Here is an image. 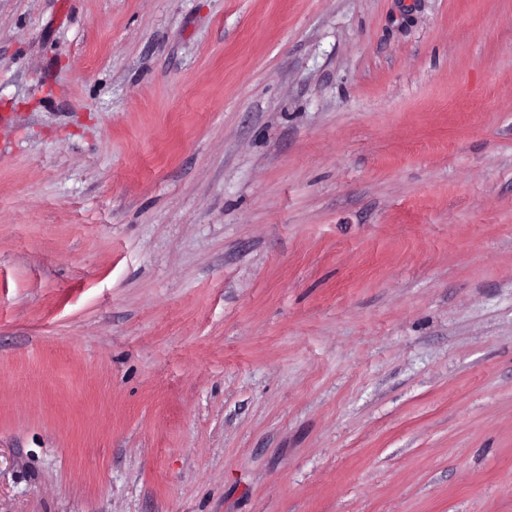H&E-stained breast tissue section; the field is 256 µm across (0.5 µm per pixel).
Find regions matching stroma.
Listing matches in <instances>:
<instances>
[{
    "label": "stroma",
    "mask_w": 512,
    "mask_h": 512,
    "mask_svg": "<svg viewBox=\"0 0 512 512\" xmlns=\"http://www.w3.org/2000/svg\"><path fill=\"white\" fill-rule=\"evenodd\" d=\"M0 512H512V0H0Z\"/></svg>",
    "instance_id": "35a3bbf8"
}]
</instances>
